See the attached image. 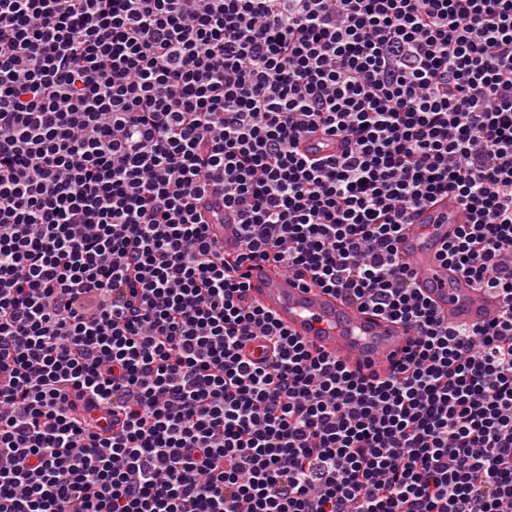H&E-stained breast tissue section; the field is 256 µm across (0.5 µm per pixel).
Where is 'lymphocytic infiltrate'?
<instances>
[{
    "instance_id": "1",
    "label": "lymphocytic infiltrate",
    "mask_w": 512,
    "mask_h": 512,
    "mask_svg": "<svg viewBox=\"0 0 512 512\" xmlns=\"http://www.w3.org/2000/svg\"><path fill=\"white\" fill-rule=\"evenodd\" d=\"M448 194L475 327L397 256ZM261 261L411 349L314 353ZM0 512H512V0H0ZM235 222V218L226 213L224 224H210V233L224 246V250H233L238 246V226Z\"/></svg>"
}]
</instances>
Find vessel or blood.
Masks as SVG:
<instances>
[{
    "instance_id": "obj_1",
    "label": "vessel or blood",
    "mask_w": 512,
    "mask_h": 512,
    "mask_svg": "<svg viewBox=\"0 0 512 512\" xmlns=\"http://www.w3.org/2000/svg\"><path fill=\"white\" fill-rule=\"evenodd\" d=\"M465 221L466 212L454 197H439L407 225L398 250L439 316L453 325L471 326L486 321L497 304L440 258ZM210 232L225 249L237 248L238 226L232 215L211 225ZM247 284L249 298L292 336L347 362L359 374L391 369L413 343V328L360 310L269 265L251 269Z\"/></svg>"
}]
</instances>
